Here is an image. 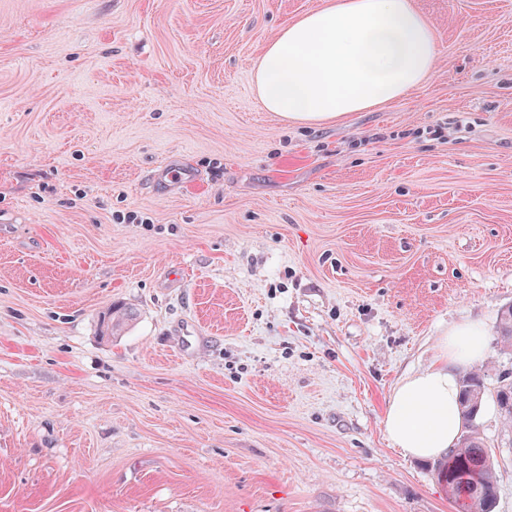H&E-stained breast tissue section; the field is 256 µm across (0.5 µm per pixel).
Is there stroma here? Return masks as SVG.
<instances>
[{
  "label": "stroma",
  "mask_w": 512,
  "mask_h": 512,
  "mask_svg": "<svg viewBox=\"0 0 512 512\" xmlns=\"http://www.w3.org/2000/svg\"><path fill=\"white\" fill-rule=\"evenodd\" d=\"M325 2L0 0V512H457L382 419L466 320L512 512V0H411L416 89L286 124L253 72ZM132 319V312L120 304H112L104 313L102 320L103 332L114 335L120 332L126 322ZM500 373L497 381L495 400L503 420V427L512 436V371L509 376Z\"/></svg>",
  "instance_id": "stroma-1"
}]
</instances>
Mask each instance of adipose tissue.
<instances>
[{"mask_svg": "<svg viewBox=\"0 0 512 512\" xmlns=\"http://www.w3.org/2000/svg\"><path fill=\"white\" fill-rule=\"evenodd\" d=\"M435 61L431 27L409 0H327L278 31L254 81L266 111L314 126L403 98ZM484 350L483 324H458L440 338L434 363L393 390L383 426L403 457L432 459L456 443L457 370Z\"/></svg>", "mask_w": 512, "mask_h": 512, "instance_id": "1", "label": "adipose tissue"}]
</instances>
